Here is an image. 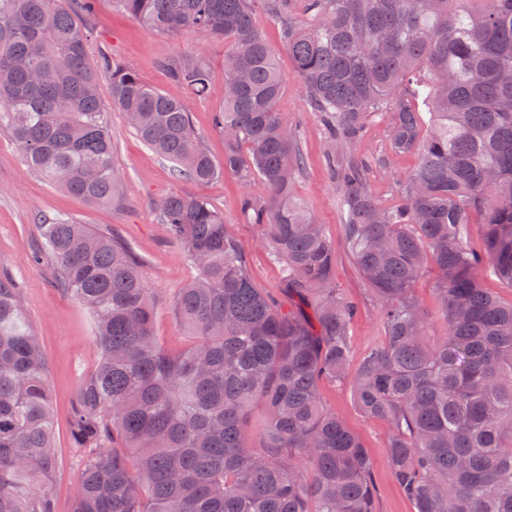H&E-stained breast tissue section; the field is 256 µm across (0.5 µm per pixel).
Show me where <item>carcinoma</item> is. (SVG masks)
Returning a JSON list of instances; mask_svg holds the SVG:
<instances>
[{
  "label": "carcinoma",
  "instance_id": "cac0c4a2",
  "mask_svg": "<svg viewBox=\"0 0 512 512\" xmlns=\"http://www.w3.org/2000/svg\"><path fill=\"white\" fill-rule=\"evenodd\" d=\"M71 2L0 0V133L45 181L120 205L98 92L108 81L112 106L176 177L263 184L242 216L260 227L285 294L256 287L208 201L163 197L161 224L198 271L172 302L192 342L172 352L154 335L141 260L66 216L38 218L35 258H50L94 318L97 363L71 414L74 512H374L372 460L324 406L325 384L348 385L389 426L388 464L416 512H512V301L480 285L490 272L512 291V0H112L156 32L229 43L214 117L221 164L183 102L110 57L89 62ZM259 6L324 122L344 247L377 303L381 339L353 372L358 308L334 283L336 244L291 190L305 160L277 111L288 76L254 24ZM162 66L190 94H210L204 60ZM384 118L390 150L419 157L392 205L369 179L385 159L356 152ZM477 219L481 254L467 245ZM429 265L438 334L413 295ZM47 371L21 292L0 274V512H53Z\"/></svg>",
  "mask_w": 512,
  "mask_h": 512
}]
</instances>
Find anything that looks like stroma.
Listing matches in <instances>:
<instances>
[{"mask_svg": "<svg viewBox=\"0 0 512 512\" xmlns=\"http://www.w3.org/2000/svg\"><path fill=\"white\" fill-rule=\"evenodd\" d=\"M78 22L88 30L90 60L108 56L133 66L140 77L169 97L185 102L192 123L204 137L215 160L224 158V139L215 131L213 119L222 105L224 92V44L186 32L166 36L116 12L112 0H94L92 13H78ZM255 25L276 52L288 74L278 112L300 135L305 168L293 185L318 223L334 242L343 236L339 192L329 179L323 153V126L312 112L293 64L280 39L278 23L265 11H257ZM193 54L204 58L214 91L210 96H188L163 68L165 58ZM100 95L109 110L105 117L112 134V161L120 172L126 195L122 205L104 207L53 187L36 175L22 159L17 146L0 134V273H9L21 290L27 317L48 362L47 382L54 422L59 467L52 478L55 512H73L81 493L80 466L72 446L69 418L72 399L84 377L94 369L97 358L90 312L57 284L50 261L32 263L30 255L42 247L37 219L62 214L100 233L118 237L143 263L145 285L155 311V333L161 343L174 351L188 344L172 313L178 289L196 274L179 244L170 238L156 209L158 199L180 193L205 198L224 215L227 235L247 251L249 273L257 287L275 293L282 286L278 265L266 248L259 245L256 225L242 223L240 210L245 198H260L265 188L260 181H244L226 175L207 183L176 177L168 161L152 154L129 127L126 116L110 105L108 82H101ZM359 153H387V170L375 173L371 187L375 196L390 204L396 199L398 179L407 176L418 162L414 154H393L388 150L385 122L370 125ZM337 288L357 302L359 313L352 326V364H359L369 346L382 334L375 304L354 263L345 251H338L334 270ZM326 406L359 436L374 460L375 512H414L412 502L393 478L386 463L388 427L368 418L355 406L348 389L323 386Z\"/></svg>", "mask_w": 512, "mask_h": 512, "instance_id": "35a3bbf8", "label": "stroma"}]
</instances>
